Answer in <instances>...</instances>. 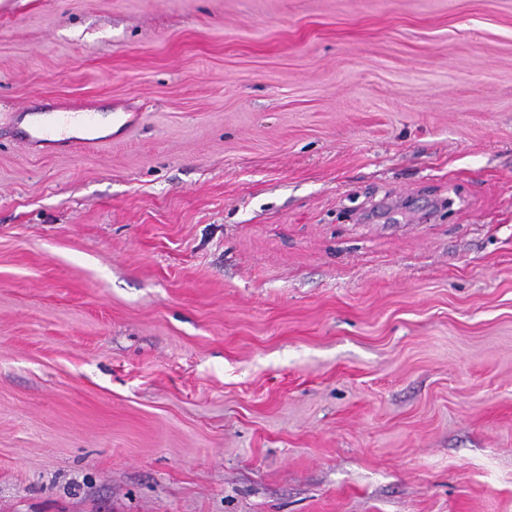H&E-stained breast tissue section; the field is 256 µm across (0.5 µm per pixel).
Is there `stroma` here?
<instances>
[{
  "instance_id": "obj_1",
  "label": "stroma",
  "mask_w": 512,
  "mask_h": 512,
  "mask_svg": "<svg viewBox=\"0 0 512 512\" xmlns=\"http://www.w3.org/2000/svg\"><path fill=\"white\" fill-rule=\"evenodd\" d=\"M0 512H512V0H0ZM35 113L40 115L22 127L25 146L67 144L76 148L109 141V134L99 130L94 112H28L25 118Z\"/></svg>"
}]
</instances>
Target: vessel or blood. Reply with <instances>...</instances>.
<instances>
[{
    "label": "vessel or blood",
    "mask_w": 512,
    "mask_h": 512,
    "mask_svg": "<svg viewBox=\"0 0 512 512\" xmlns=\"http://www.w3.org/2000/svg\"><path fill=\"white\" fill-rule=\"evenodd\" d=\"M91 112H43L22 128L24 145L67 144L81 147L106 142Z\"/></svg>",
    "instance_id": "vessel-or-blood-1"
}]
</instances>
